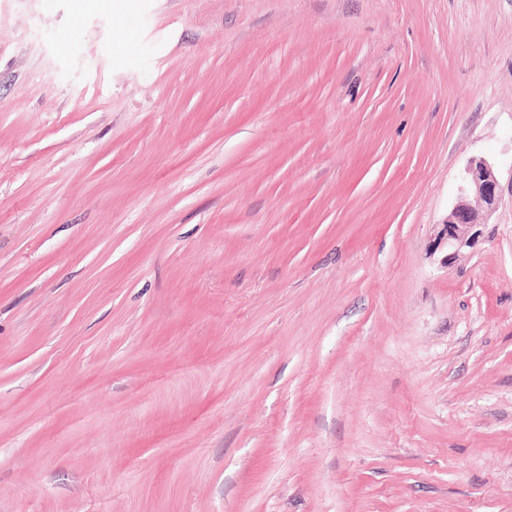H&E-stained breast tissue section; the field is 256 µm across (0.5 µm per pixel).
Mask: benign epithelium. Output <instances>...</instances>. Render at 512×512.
Instances as JSON below:
<instances>
[{"label": "benign epithelium", "instance_id": "7a95c632", "mask_svg": "<svg viewBox=\"0 0 512 512\" xmlns=\"http://www.w3.org/2000/svg\"><path fill=\"white\" fill-rule=\"evenodd\" d=\"M472 195L489 209L495 207L499 200V183L494 165L483 156H475L468 161L456 202L443 224L441 240L450 250L458 251L475 242L476 233L472 229L480 223V217L469 203Z\"/></svg>", "mask_w": 512, "mask_h": 512}]
</instances>
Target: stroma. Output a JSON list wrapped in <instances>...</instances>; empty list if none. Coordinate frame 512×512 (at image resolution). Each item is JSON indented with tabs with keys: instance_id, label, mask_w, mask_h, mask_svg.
<instances>
[{
	"instance_id": "1",
	"label": "stroma",
	"mask_w": 512,
	"mask_h": 512,
	"mask_svg": "<svg viewBox=\"0 0 512 512\" xmlns=\"http://www.w3.org/2000/svg\"><path fill=\"white\" fill-rule=\"evenodd\" d=\"M0 512H512V0H0ZM471 195L479 198L487 209H493L499 200V183L494 165L483 156H475L468 161L456 202L443 224L440 241L447 244L448 250L456 252L471 247L475 242L476 232H472V229L481 222L479 213L469 203Z\"/></svg>"
}]
</instances>
